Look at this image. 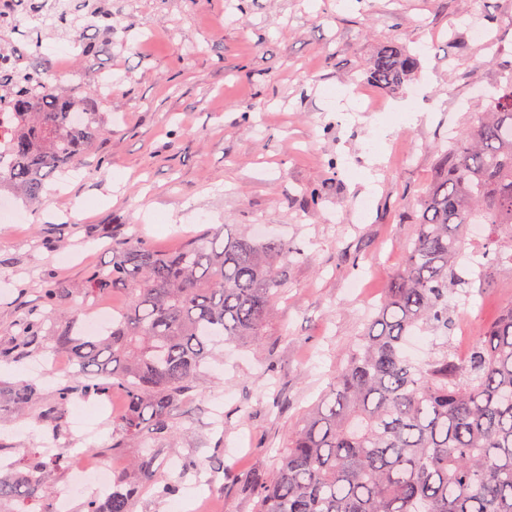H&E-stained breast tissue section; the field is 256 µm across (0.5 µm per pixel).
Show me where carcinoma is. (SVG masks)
Here are the masks:
<instances>
[{
    "label": "carcinoma",
    "mask_w": 512,
    "mask_h": 512,
    "mask_svg": "<svg viewBox=\"0 0 512 512\" xmlns=\"http://www.w3.org/2000/svg\"><path fill=\"white\" fill-rule=\"evenodd\" d=\"M71 2L41 0L35 9L46 27L92 52L81 20L110 30L112 11L101 0H82L80 16ZM486 66L501 71L500 83L453 141L435 145L439 175L420 199L416 237L403 247L386 297L297 428L276 474L229 472L257 497V512H512V303L481 329L464 361L446 346L424 364L403 351L417 329L446 338L455 326L451 297L461 283L467 225L492 227L491 261L512 259V60L492 54L474 62L477 70ZM418 67V54L391 41L379 48L369 78L395 90ZM19 72L16 86H0V115L8 113L0 120V192L38 201L48 182L76 169L85 148L107 132L105 113L84 95L87 85L62 89L48 59ZM102 234L112 239V257L87 273L83 296H128L107 333H83L77 310L57 326L31 313L19 323V342L0 345V362L42 350L52 334L53 350L77 367L42 406L52 435L74 396L101 399L120 390L127 410L114 424L112 444L120 448L141 435L146 421L157 435L170 432L171 407L197 382L218 343L259 344L288 258L298 251L226 224L170 254L118 227ZM69 298L62 280L42 289L52 316ZM11 398L22 410L39 394L21 382ZM68 462L65 448L50 458L32 449L15 465L19 476L0 478V505L40 496V474ZM136 496V486L116 474L112 497H86L82 512H131Z\"/></svg>",
    "instance_id": "carcinoma-1"
}]
</instances>
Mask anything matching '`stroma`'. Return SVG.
I'll use <instances>...</instances> for the list:
<instances>
[{
	"label": "stroma",
	"instance_id": "obj_1",
	"mask_svg": "<svg viewBox=\"0 0 512 512\" xmlns=\"http://www.w3.org/2000/svg\"><path fill=\"white\" fill-rule=\"evenodd\" d=\"M112 31L79 70L110 73L107 133L77 173L52 182L36 206L14 201L0 223V343L41 310L46 282L85 286L90 267L111 258L89 224H120L156 249H178L212 224L294 244L288 276L254 347L219 350L204 377L170 411L172 432L144 430L115 449L117 470L138 484L132 512H173L157 488L216 473L219 463L272 477L288 441L325 394L365 328V296L381 298L416 233L418 199L436 177V143L469 120L473 84H498L497 68L474 71L484 48L456 28L459 0H109ZM419 50V69L397 91L368 78L385 43ZM362 87L375 104L417 111L391 125L351 111L337 91ZM372 173L375 187L361 179ZM317 190L318 205L304 190ZM371 198L369 212L358 203ZM494 287L464 262L454 300L455 336L425 333L410 358L440 347L457 353L512 303V269L494 267ZM27 361L0 363V450L13 459L39 447L41 403L16 410L8 390L28 379ZM153 459V479L137 469ZM178 459L171 469L170 459ZM200 512H255L256 497L226 481L201 489Z\"/></svg>",
	"mask_w": 512,
	"mask_h": 512
}]
</instances>
